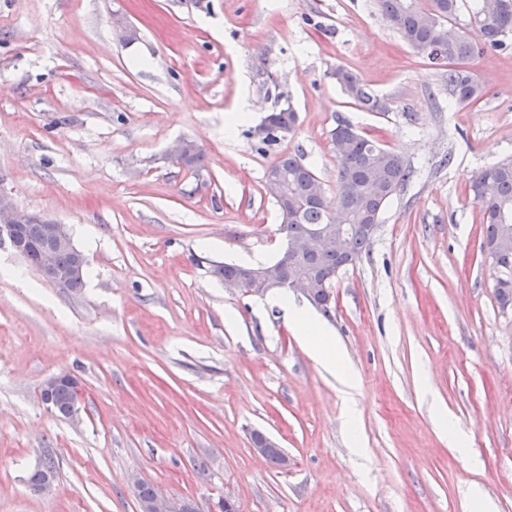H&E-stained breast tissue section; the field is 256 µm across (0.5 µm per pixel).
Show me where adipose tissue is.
<instances>
[{
    "mask_svg": "<svg viewBox=\"0 0 512 512\" xmlns=\"http://www.w3.org/2000/svg\"><path fill=\"white\" fill-rule=\"evenodd\" d=\"M273 302L287 311L290 327L307 354L335 376L345 417L349 422H356L354 394L358 388V380L350 370L341 347L315 317L295 306L287 293H278Z\"/></svg>",
    "mask_w": 512,
    "mask_h": 512,
    "instance_id": "1",
    "label": "adipose tissue"
}]
</instances>
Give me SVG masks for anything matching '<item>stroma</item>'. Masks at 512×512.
<instances>
[{"instance_id":"obj_1","label":"stroma","mask_w":512,"mask_h":512,"mask_svg":"<svg viewBox=\"0 0 512 512\" xmlns=\"http://www.w3.org/2000/svg\"><path fill=\"white\" fill-rule=\"evenodd\" d=\"M116 12L134 41L113 37ZM339 65L387 111L352 104ZM469 68L484 94L454 104L447 66L375 0H0V190L63 224L87 261L71 293L0 245V512H139L135 475L200 512L225 496L239 512H467L476 490L512 512V313L468 190L512 157V48ZM287 105L295 129L259 151L253 129ZM341 121L416 170L323 320L359 380L352 428L283 311L210 272L275 258L264 175L280 154L334 199ZM184 139L199 172L170 160ZM61 372L82 388L73 420L38 398ZM438 404L464 450L437 432ZM256 430L287 466L253 452ZM48 456L55 489L38 495Z\"/></svg>"}]
</instances>
